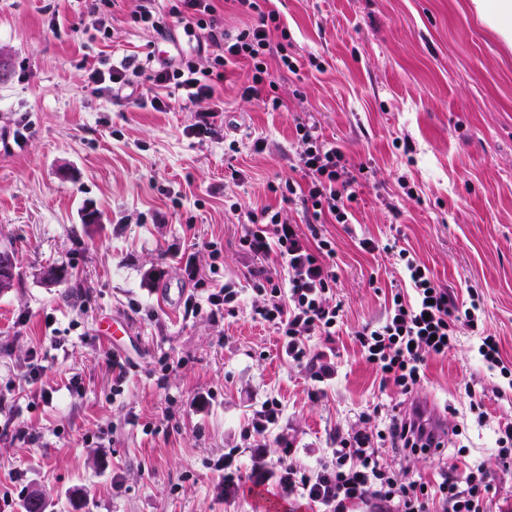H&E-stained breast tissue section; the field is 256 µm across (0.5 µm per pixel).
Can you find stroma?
Returning a JSON list of instances; mask_svg holds the SVG:
<instances>
[{
	"label": "stroma",
	"instance_id": "stroma-1",
	"mask_svg": "<svg viewBox=\"0 0 512 512\" xmlns=\"http://www.w3.org/2000/svg\"><path fill=\"white\" fill-rule=\"evenodd\" d=\"M270 7L297 64L277 81L284 109L241 98L249 67L238 63L216 85L222 126L200 139L183 91L155 112L125 90L85 89L84 63L132 58L151 69L192 50L182 27L151 37L118 11L104 40L86 0H0V248L13 250L19 273L0 292V512H22L31 493L46 512H260L265 501L317 512L255 472L282 460L316 466L337 433L362 429L361 413L394 406L423 407L445 428L442 459L385 442L399 479H434L447 461L481 463L495 502L512 504V470L494 451L512 392L494 393L500 377L479 362L473 333L428 360L408 396L382 384L354 339L384 319L404 285L392 254L359 241L394 239L459 298L478 289L484 324L512 366V45L471 0ZM301 118L368 171L353 223L327 227L343 313L319 380L253 318L251 290L232 316L184 307L205 297L199 275L221 284L257 266L240 244L244 221L276 204L268 186L292 174ZM258 138L264 151L252 149ZM231 139L240 151L229 160ZM233 168L239 180H229ZM50 267L64 269V283L44 279ZM113 318L129 326L115 343L100 332ZM112 353L127 363L119 387ZM33 362L45 368L35 382ZM470 387L485 393V418L469 410ZM271 397L282 405L278 423L245 436ZM228 452L245 479L233 497L218 468Z\"/></svg>",
	"mask_w": 512,
	"mask_h": 512
}]
</instances>
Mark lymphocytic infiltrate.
Segmentation results:
<instances>
[{
	"mask_svg": "<svg viewBox=\"0 0 512 512\" xmlns=\"http://www.w3.org/2000/svg\"><path fill=\"white\" fill-rule=\"evenodd\" d=\"M267 2L169 0L167 12L161 14L153 0H137L128 13L132 27L160 34L169 24L183 25L190 35L213 46L207 66H200L190 53L148 73L131 62L107 69L91 64L85 68V88L100 95L147 79L156 92L139 104L156 112L170 109V100L158 93L170 85L185 90L187 103L211 100V107L199 111L190 128L195 137H207L214 133L224 110L223 103L214 99L215 86L224 79L228 66L243 61L250 67L251 78L241 87L242 98L278 110L282 102L274 94L276 82L268 59L277 57L280 66L291 72L296 66L288 53V29ZM227 7L248 17V24L233 33L224 31L221 13ZM295 131L304 145L297 158L300 176L271 185L270 190L282 202L301 207L304 221L292 222L282 211L266 206L248 213L240 242L256 259L276 258L284 270L280 276L263 267L247 270L251 290L260 298L252 307L254 316L275 328L289 359L310 361L323 375L327 372L323 355L311 353L307 340L320 336L332 342L342 309L333 300L337 275L330 260L336 250L325 226L352 222L360 172L340 147L323 139L317 123L300 120ZM397 258L410 293H395L384 320L356 334L382 383L406 395L413 393L425 378L428 358L447 355L466 328L479 335L477 352L483 365L498 372L512 388V368L501 357L499 340L483 330L477 290H470L468 302H461L407 250H399ZM388 439L414 453L441 447L437 436L422 423L420 412L404 413L392 416L388 430L338 437L330 456L315 467L280 464L276 481L286 494L317 504L321 512H352L360 504L378 507L380 512H490L493 486L483 465L461 471L452 464L436 481L404 484L394 478L379 454L380 443Z\"/></svg>",
	"mask_w": 512,
	"mask_h": 512,
	"instance_id": "f902f5d3",
	"label": "lymphocytic infiltrate"
}]
</instances>
